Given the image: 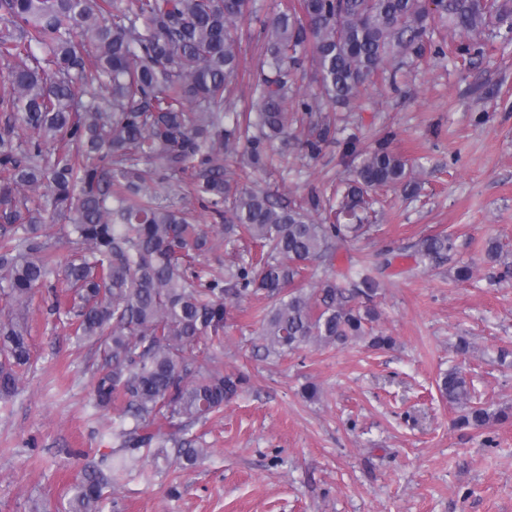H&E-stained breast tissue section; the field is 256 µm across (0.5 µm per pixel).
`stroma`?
Returning a JSON list of instances; mask_svg holds the SVG:
<instances>
[{
    "mask_svg": "<svg viewBox=\"0 0 512 512\" xmlns=\"http://www.w3.org/2000/svg\"><path fill=\"white\" fill-rule=\"evenodd\" d=\"M276 2L255 0L239 24L246 69L258 66L256 35ZM350 121L365 147L392 131L391 149L422 186L411 199L380 190L376 232L338 254L344 267L392 250L374 304L394 346L359 340L267 359L255 352L263 301L232 309L217 360L248 385L197 426L206 457L190 469L147 462L120 480L109 512H512V418L459 426L436 383L462 367L474 400L512 415V280L498 281L484 252L493 238L512 261V42L490 39L466 67L412 58L396 87H368ZM353 166L338 139L258 183L285 201L329 191ZM443 231L470 281L415 266L412 244ZM51 307L40 292L26 310L31 367L0 400V512H62L82 467L74 450L112 446L116 413L92 404L95 350L77 347ZM461 336L465 355L454 350ZM309 384L316 398L305 397Z\"/></svg>",
    "mask_w": 512,
    "mask_h": 512,
    "instance_id": "1",
    "label": "stroma"
}]
</instances>
